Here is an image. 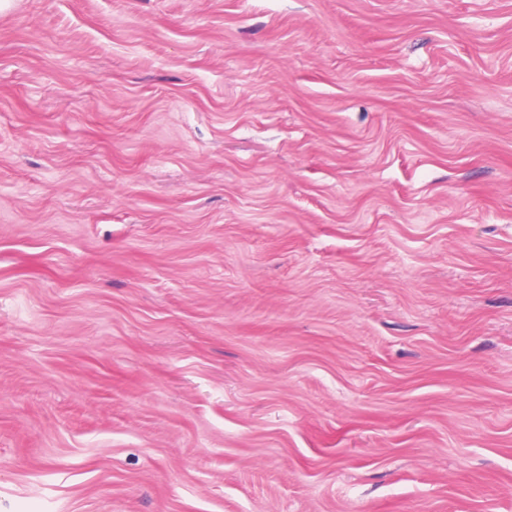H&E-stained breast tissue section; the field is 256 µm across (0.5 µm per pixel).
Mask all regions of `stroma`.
<instances>
[{"instance_id": "stroma-1", "label": "stroma", "mask_w": 512, "mask_h": 512, "mask_svg": "<svg viewBox=\"0 0 512 512\" xmlns=\"http://www.w3.org/2000/svg\"><path fill=\"white\" fill-rule=\"evenodd\" d=\"M0 512H512V0L1 12Z\"/></svg>"}]
</instances>
